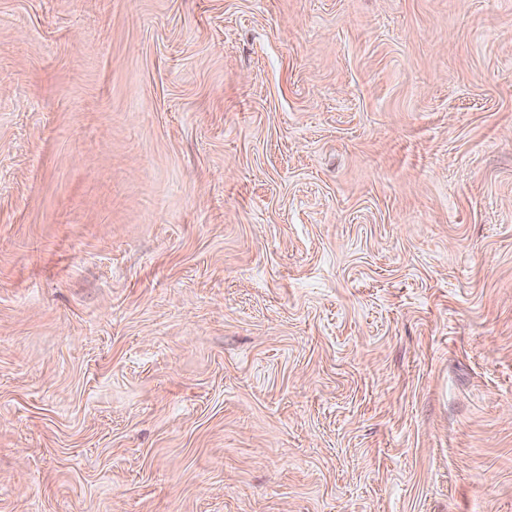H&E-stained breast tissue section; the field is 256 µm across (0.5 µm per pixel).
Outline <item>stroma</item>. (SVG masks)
Masks as SVG:
<instances>
[{"label": "stroma", "mask_w": 512, "mask_h": 512, "mask_svg": "<svg viewBox=\"0 0 512 512\" xmlns=\"http://www.w3.org/2000/svg\"><path fill=\"white\" fill-rule=\"evenodd\" d=\"M0 512H512V0H0Z\"/></svg>", "instance_id": "obj_1"}]
</instances>
